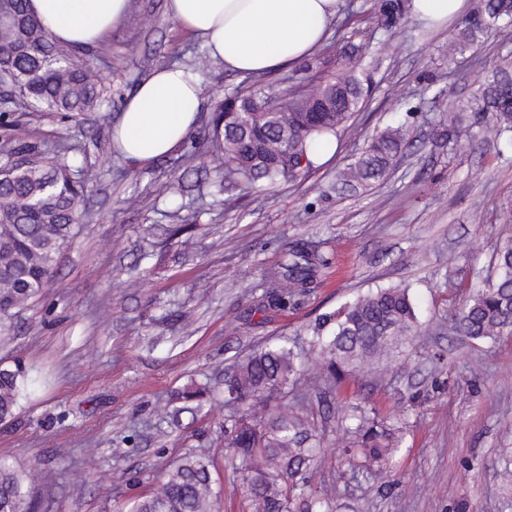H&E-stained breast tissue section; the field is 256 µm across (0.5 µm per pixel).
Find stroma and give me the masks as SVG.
Returning <instances> with one entry per match:
<instances>
[{
    "instance_id": "1",
    "label": "stroma",
    "mask_w": 512,
    "mask_h": 512,
    "mask_svg": "<svg viewBox=\"0 0 512 512\" xmlns=\"http://www.w3.org/2000/svg\"><path fill=\"white\" fill-rule=\"evenodd\" d=\"M167 0H132L97 51L106 100L95 112L6 113L15 138L79 143L95 175L87 215L41 293L0 335V368L22 364L13 419L0 422V458L36 467L37 512H128L191 453L211 461L217 512H245L240 462L224 446V374L283 337L307 345L325 314L370 290L407 288L420 333L404 352L327 384L317 358L288 388L315 428L311 486L342 512H512V335L482 343L448 327L450 310L494 281L497 246L512 238V148L448 140V104L470 97L512 42L482 33L476 51L449 54L456 26L411 16L385 26L379 0H343L334 52L354 31L369 56L366 99L336 135V154L306 178L218 191L205 125L215 98L261 82L298 84L304 63L254 77L198 66L201 39L169 17ZM177 64L199 73L202 110L186 141L135 164L112 147L110 118L140 80ZM398 125L414 139L381 181L336 190V173L371 135ZM180 181L178 199L166 187ZM316 245L320 267L305 293L257 309L265 271L289 249ZM202 388L203 409L163 418L178 393ZM365 399L398 427L387 478L345 476L341 425Z\"/></svg>"
}]
</instances>
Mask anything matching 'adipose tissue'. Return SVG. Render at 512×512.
Wrapping results in <instances>:
<instances>
[{
  "label": "adipose tissue",
  "instance_id": "adipose-tissue-1",
  "mask_svg": "<svg viewBox=\"0 0 512 512\" xmlns=\"http://www.w3.org/2000/svg\"><path fill=\"white\" fill-rule=\"evenodd\" d=\"M341 0H167V11L203 38L210 59L226 71L262 74L293 64L327 38ZM50 38L83 48L109 38L131 0H27ZM408 13L430 27L459 18L466 0H408ZM201 78L179 66L155 69L139 82L111 125L112 144L125 159L169 154L198 122Z\"/></svg>",
  "mask_w": 512,
  "mask_h": 512
}]
</instances>
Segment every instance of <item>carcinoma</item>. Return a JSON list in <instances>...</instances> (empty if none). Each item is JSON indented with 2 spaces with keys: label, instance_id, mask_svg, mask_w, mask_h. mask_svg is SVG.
<instances>
[{
  "label": "carcinoma",
  "instance_id": "carcinoma-1",
  "mask_svg": "<svg viewBox=\"0 0 512 512\" xmlns=\"http://www.w3.org/2000/svg\"><path fill=\"white\" fill-rule=\"evenodd\" d=\"M27 0H0V84L14 87L20 104L39 112L82 114L96 111L105 88L98 56L88 49L59 44L32 17ZM402 0H381L388 24L402 17ZM495 27L512 39V0H477L476 7L453 37L455 51L473 47L478 35ZM338 58L335 76L324 63L307 66L294 90L276 95L256 85L242 94L215 99L208 135L210 156L224 170V183L252 187L297 179L313 170L318 138L336 134L361 108L364 45L349 43ZM462 112L487 117L481 127L490 140L512 144V66H494L481 87L448 114V140L472 138ZM408 131L388 128L370 137L341 175L349 186L378 182L408 143ZM7 158L25 161L18 174L0 166V325L12 310L35 297L48 282L57 256L71 244L82 205L93 183L88 167L77 163L79 145H47L0 140ZM498 274L474 291L450 314L451 329L472 340L512 335V238L496 250ZM317 254L293 248L278 269L267 273L265 298L270 305L302 294L311 284ZM311 352L319 356L328 378L339 382L345 372L382 356L403 352L417 334V316L408 289L371 290L323 317L314 328ZM306 354L283 339L253 352L224 379L233 412L225 419V447L243 463L241 486L248 512H293L297 493H309L307 512H329L328 495L310 492V475L320 453L315 429L294 407L279 402L260 413L256 404L280 398L305 366ZM24 371L0 368V422L13 418ZM373 409L359 401L347 420L352 433L342 454L352 473L382 475L399 448L396 430L371 418ZM34 469L16 468L0 459V512H34ZM209 462L189 454L169 468L154 491L135 500L130 512H212Z\"/></svg>",
  "mask_w": 512,
  "mask_h": 512
}]
</instances>
